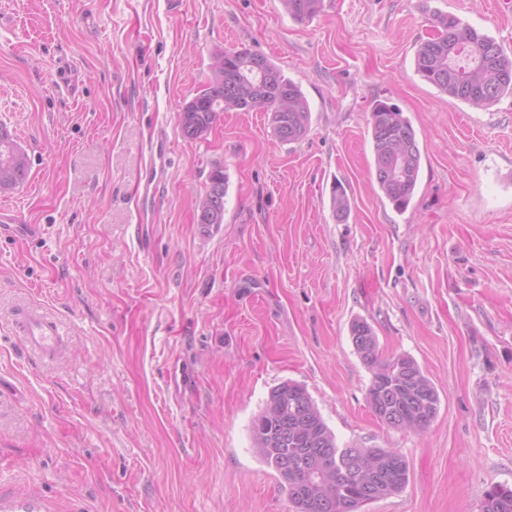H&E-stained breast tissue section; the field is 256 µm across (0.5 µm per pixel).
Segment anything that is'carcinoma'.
Returning a JSON list of instances; mask_svg holds the SVG:
<instances>
[{
    "label": "carcinoma",
    "mask_w": 512,
    "mask_h": 512,
    "mask_svg": "<svg viewBox=\"0 0 512 512\" xmlns=\"http://www.w3.org/2000/svg\"><path fill=\"white\" fill-rule=\"evenodd\" d=\"M294 20L315 16L323 0H280ZM436 35L420 42L415 52L420 76L450 98L478 109L494 105L512 93V56L491 36L456 16L438 14ZM224 71L212 70L209 83L186 103L180 112L182 136L195 140L206 134L218 113L224 111L270 112L275 137L282 142L301 139L307 132L311 111L300 86L286 77L267 57L247 49L223 51ZM370 130L376 182L393 208H408L419 182L421 152L411 122L396 106L376 103L371 111ZM29 162L7 130L0 128V192L23 185ZM226 176L216 168L209 175L205 192L196 200L210 197L224 210ZM331 207L336 220L350 214V200L340 186L333 191ZM352 343L371 372L367 391L370 411L384 424L403 427L404 419L416 416L426 425L435 419L440 397L435 384L408 355L383 359L377 338L363 319L350 325ZM254 447L260 460L272 469L295 512H357L369 502L400 492L409 482L408 463L401 454L395 480L384 478L389 458L385 448H350L352 464L336 461L326 475L321 456L339 450L333 431L324 421L306 388L285 381L271 389L262 412L251 424ZM297 458L302 465L287 469L282 457ZM372 483L370 493L355 485L354 469ZM483 512H512V487L497 485L486 492Z\"/></svg>",
    "instance_id": "cac0c4a2"
}]
</instances>
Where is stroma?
<instances>
[{
    "label": "stroma",
    "instance_id": "1",
    "mask_svg": "<svg viewBox=\"0 0 512 512\" xmlns=\"http://www.w3.org/2000/svg\"><path fill=\"white\" fill-rule=\"evenodd\" d=\"M439 13L512 55V0H324L305 22L279 0H0V126L30 162L0 206L40 227L0 236V512H294L250 434L286 380L339 444L406 459L407 486L361 512H482L512 485V95L475 109L420 77ZM219 49L300 85L303 139L277 140L267 112L182 137ZM63 66L77 94L57 85ZM379 101L420 144L402 213L375 181ZM157 120L174 162L157 223L140 226ZM218 166L224 222L205 233L195 200ZM32 309L59 319L58 356L24 351L15 323ZM357 318L382 357L434 382L427 430L370 412Z\"/></svg>",
    "mask_w": 512,
    "mask_h": 512
}]
</instances>
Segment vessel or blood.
Instances as JSON below:
<instances>
[{
	"mask_svg": "<svg viewBox=\"0 0 512 512\" xmlns=\"http://www.w3.org/2000/svg\"><path fill=\"white\" fill-rule=\"evenodd\" d=\"M171 139L165 125H155L153 135L146 145L143 168L138 183L141 206L136 214L137 224H153L157 221L160 191L172 166ZM38 225L24 223L22 217L0 208V233L11 232L19 236H33ZM19 334L24 347L41 356L55 355L61 345L62 328L46 314L32 310L26 312L19 323Z\"/></svg>",
	"mask_w": 512,
	"mask_h": 512,
	"instance_id": "vessel-or-blood-1",
	"label": "vessel or blood"
}]
</instances>
